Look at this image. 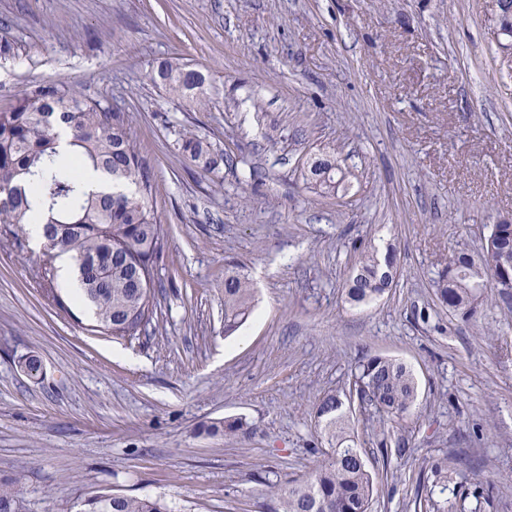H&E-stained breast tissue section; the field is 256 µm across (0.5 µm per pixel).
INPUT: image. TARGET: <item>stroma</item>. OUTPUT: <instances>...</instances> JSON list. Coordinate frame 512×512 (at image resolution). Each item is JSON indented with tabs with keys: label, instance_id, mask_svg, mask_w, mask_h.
<instances>
[{
	"label": "stroma",
	"instance_id": "stroma-1",
	"mask_svg": "<svg viewBox=\"0 0 512 512\" xmlns=\"http://www.w3.org/2000/svg\"><path fill=\"white\" fill-rule=\"evenodd\" d=\"M495 0H0V110L62 80L128 115L170 228L157 317L140 339L92 332L65 285L44 296L29 230L0 245V479L24 471L25 512H74L100 493L165 498L173 512H263L266 482L310 472L314 408L349 389L367 354L401 359L418 401L412 451L387 458L351 423L380 475L376 512H512V312L479 324L441 308L450 251L477 254L512 220V52ZM178 57L205 74L208 110L149 79ZM189 129L223 152L202 171ZM335 150L350 186L319 196L310 155ZM396 256L394 288L351 306L360 247ZM245 265L251 317L224 331V267ZM39 357L38 377L21 369ZM242 419L243 434L211 432ZM486 477L433 491L430 467Z\"/></svg>",
	"mask_w": 512,
	"mask_h": 512
}]
</instances>
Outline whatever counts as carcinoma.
Masks as SVG:
<instances>
[{"mask_svg":"<svg viewBox=\"0 0 512 512\" xmlns=\"http://www.w3.org/2000/svg\"><path fill=\"white\" fill-rule=\"evenodd\" d=\"M151 80L168 94L189 99L199 108L211 98L205 75L186 62L165 60ZM70 133L72 155L57 150L59 128ZM179 150L207 171L224 164V154L192 131L180 134ZM90 167L127 191L112 194L87 190L80 171ZM308 179L320 195L336 197L346 189V172L336 152L317 157ZM153 184L147 175L130 121L83 98L62 80L44 81L24 89L16 105L0 111V224L22 228L42 225L47 251L67 253L77 267L84 304L91 310L95 331L114 340H129L148 330L155 316L156 270L169 238L149 205ZM512 255V223L493 225L482 250L448 256L433 281L439 305L476 323L488 302L512 310V291L501 269ZM394 255L370 247L346 281V296L354 306L380 298L393 287ZM44 293L59 307L66 304L54 288L55 269L45 264ZM256 288L243 266L224 268V332L241 326L252 313ZM353 387L360 405L380 417L402 419L415 407L418 382L399 359L378 354L363 357L355 367ZM351 408L339 394L324 396L315 407L326 451L308 476L286 484L267 482V512H372L377 500L376 477L367 466L350 429ZM380 448H392L401 458L409 442L371 426ZM24 474L0 481V505L14 502L24 510ZM112 512H172L162 498L123 496L112 500Z\"/></svg>","mask_w":512,"mask_h":512,"instance_id":"obj_1","label":"carcinoma"}]
</instances>
